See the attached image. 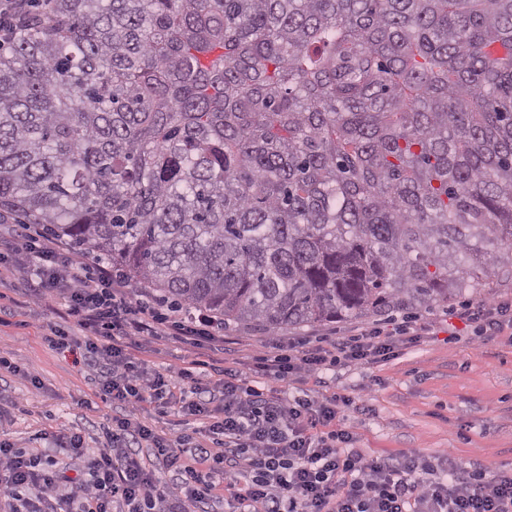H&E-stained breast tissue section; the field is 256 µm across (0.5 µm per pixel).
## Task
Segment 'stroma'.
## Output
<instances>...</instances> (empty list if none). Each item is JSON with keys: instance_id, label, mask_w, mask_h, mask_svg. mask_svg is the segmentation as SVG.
<instances>
[{"instance_id": "35a3bbf8", "label": "stroma", "mask_w": 512, "mask_h": 512, "mask_svg": "<svg viewBox=\"0 0 512 512\" xmlns=\"http://www.w3.org/2000/svg\"><path fill=\"white\" fill-rule=\"evenodd\" d=\"M472 299L451 306L397 312L339 323L303 325L280 330L281 342L296 338L328 341L353 336L364 329L383 328L399 335L424 328L423 338L398 348L394 357L375 364H341L318 376L290 378L291 394L319 399L336 394L362 400V413L344 412L356 425L357 447L372 456L414 448L426 455L477 461L489 472L512 468V342L485 339L463 314ZM73 328L63 301L46 299L29 304L23 281L9 256L0 257V361L20 368L0 369V430L17 445L48 454L51 433L83 432L98 445L120 405L97 394V377L71 351L56 350L41 340L50 327ZM269 332L255 324L228 326L223 346L192 347L159 339L138 356L161 373L203 358L197 373L203 387L219 393L218 368H245L262 355L275 356ZM38 376L39 385L21 378V371Z\"/></svg>"}]
</instances>
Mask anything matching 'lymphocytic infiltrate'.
I'll list each match as a JSON object with an SVG mask.
<instances>
[{
    "label": "lymphocytic infiltrate",
    "instance_id": "obj_1",
    "mask_svg": "<svg viewBox=\"0 0 512 512\" xmlns=\"http://www.w3.org/2000/svg\"><path fill=\"white\" fill-rule=\"evenodd\" d=\"M0 247L21 273L29 302L56 296L83 332L86 366L99 369V390L125 404L100 446L82 434L56 438L53 467H42L14 441L0 440V512H512V469L494 473L474 461L414 450L372 457L356 448L353 426L338 423L351 398L293 397L290 375L329 366L387 359L399 340L374 328L331 347L300 339L287 354L259 359L254 372L276 387L242 386L240 370L225 368L222 402L197 398L194 371L163 374L136 357L151 340L169 336L218 340L219 326L187 308L159 315L125 293V280L101 260L60 246L29 225L0 236ZM487 339L512 335V304L484 301L466 312ZM182 385L177 394L173 385ZM170 411L206 419L178 436L159 433L141 418L146 398ZM144 445L162 457L174 478L163 482L130 452Z\"/></svg>",
    "mask_w": 512,
    "mask_h": 512
}]
</instances>
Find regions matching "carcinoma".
<instances>
[{
    "instance_id": "carcinoma-1",
    "label": "carcinoma",
    "mask_w": 512,
    "mask_h": 512,
    "mask_svg": "<svg viewBox=\"0 0 512 512\" xmlns=\"http://www.w3.org/2000/svg\"><path fill=\"white\" fill-rule=\"evenodd\" d=\"M275 332L512 276V0H54L0 54V208Z\"/></svg>"
}]
</instances>
